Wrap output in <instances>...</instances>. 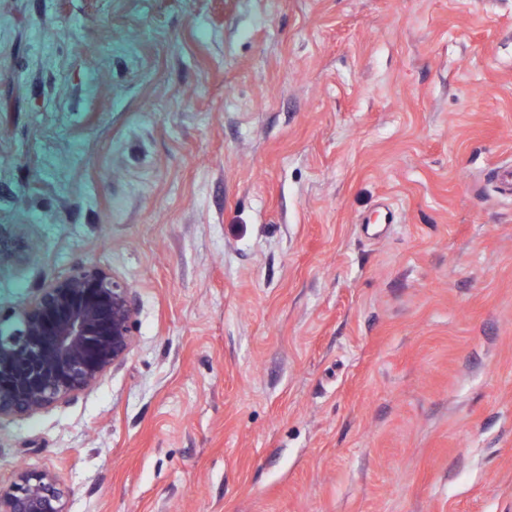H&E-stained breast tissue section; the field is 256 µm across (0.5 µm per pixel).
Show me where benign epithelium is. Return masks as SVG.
Instances as JSON below:
<instances>
[{
    "label": "benign epithelium",
    "instance_id": "obj_1",
    "mask_svg": "<svg viewBox=\"0 0 512 512\" xmlns=\"http://www.w3.org/2000/svg\"><path fill=\"white\" fill-rule=\"evenodd\" d=\"M131 285L96 263L0 310V420L69 403L125 364L136 336ZM70 490L52 470L18 469L0 483V512H69Z\"/></svg>",
    "mask_w": 512,
    "mask_h": 512
}]
</instances>
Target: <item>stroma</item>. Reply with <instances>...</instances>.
Listing matches in <instances>:
<instances>
[{"mask_svg":"<svg viewBox=\"0 0 512 512\" xmlns=\"http://www.w3.org/2000/svg\"><path fill=\"white\" fill-rule=\"evenodd\" d=\"M506 166L512 0H0V309L97 263L139 311L93 390L0 421V482L512 512Z\"/></svg>","mask_w":512,"mask_h":512,"instance_id":"1","label":"stroma"}]
</instances>
